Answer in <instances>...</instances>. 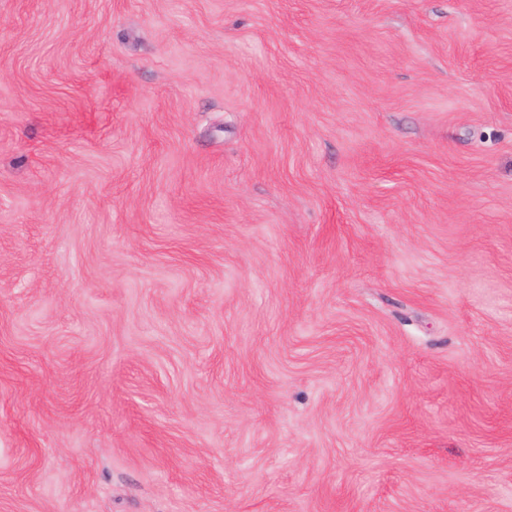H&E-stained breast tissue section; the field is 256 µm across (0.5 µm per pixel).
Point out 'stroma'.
<instances>
[{
    "mask_svg": "<svg viewBox=\"0 0 512 512\" xmlns=\"http://www.w3.org/2000/svg\"><path fill=\"white\" fill-rule=\"evenodd\" d=\"M0 512H512V0H0Z\"/></svg>",
    "mask_w": 512,
    "mask_h": 512,
    "instance_id": "stroma-1",
    "label": "stroma"
}]
</instances>
